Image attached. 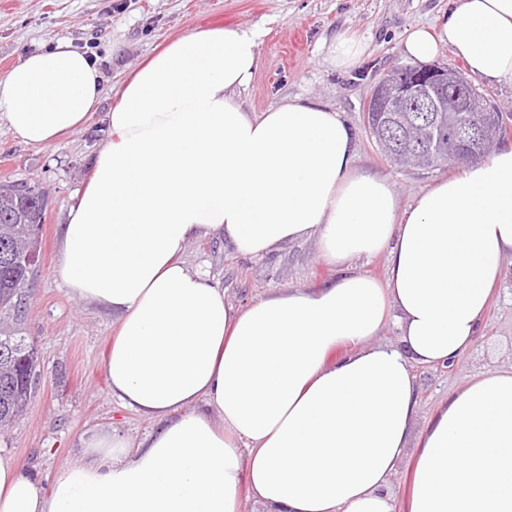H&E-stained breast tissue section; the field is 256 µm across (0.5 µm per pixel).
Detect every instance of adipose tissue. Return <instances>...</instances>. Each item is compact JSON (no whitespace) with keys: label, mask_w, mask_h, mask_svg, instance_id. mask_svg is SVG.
<instances>
[{"label":"adipose tissue","mask_w":512,"mask_h":512,"mask_svg":"<svg viewBox=\"0 0 512 512\" xmlns=\"http://www.w3.org/2000/svg\"><path fill=\"white\" fill-rule=\"evenodd\" d=\"M448 46L475 82L512 85V0H451L404 54ZM257 36L169 41L118 85L108 137L58 228L69 293L115 313L103 368L119 404L158 423L85 441L48 488L0 455V512H391L415 448L407 512H512V368L451 393L419 439L412 363L471 348L512 256V144L398 209L355 160L340 112L293 98L247 112ZM95 56L57 40L0 79V117L41 146L102 99ZM222 234L259 258L316 238L335 281L237 308L189 271L186 245ZM388 254L385 281L351 267ZM396 320L397 345L373 344ZM215 416H208V409ZM415 448H409L408 456L401 462L398 474L392 482L393 489V511L406 512L405 505L409 492L408 471L412 463Z\"/></svg>","instance_id":"obj_1"}]
</instances>
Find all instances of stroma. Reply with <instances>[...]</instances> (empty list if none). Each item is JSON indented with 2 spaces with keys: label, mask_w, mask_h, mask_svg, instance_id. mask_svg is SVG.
Segmentation results:
<instances>
[{
  "label": "stroma",
  "mask_w": 512,
  "mask_h": 512,
  "mask_svg": "<svg viewBox=\"0 0 512 512\" xmlns=\"http://www.w3.org/2000/svg\"><path fill=\"white\" fill-rule=\"evenodd\" d=\"M448 0H0V78L27 54L56 39L95 54L104 100L89 123L44 146L16 139L0 121V183L27 181L47 195L40 263L34 274L24 331L38 351L41 380L22 415L0 435V454L48 487L56 470L94 434L119 428L132 440L154 429L113 399L102 367L103 353L119 325L117 316L69 294L58 271V227L77 190L87 181L107 137L112 89L127 71L164 41L210 27L258 32V63L245 107L263 112L300 97L325 104L352 125L357 161L390 183L399 207L433 182L460 175L448 164L433 169L391 166L365 128L372 85L404 64L403 42L415 27L441 21ZM365 45L349 69L331 62L337 36ZM190 271L217 281L226 300L247 307L267 291L314 288L336 276L314 240L277 247L264 258L238 255L215 234L187 244ZM512 366V258L493 297L475 344L452 367L413 365L419 394L415 431H422L450 393L476 373Z\"/></svg>",
  "instance_id": "1"
}]
</instances>
